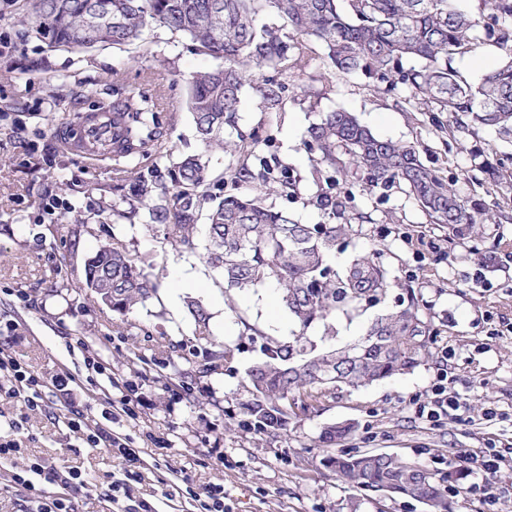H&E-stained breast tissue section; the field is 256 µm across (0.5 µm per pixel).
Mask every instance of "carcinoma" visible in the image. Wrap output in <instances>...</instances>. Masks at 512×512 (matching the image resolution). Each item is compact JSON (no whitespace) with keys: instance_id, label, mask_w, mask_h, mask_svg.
<instances>
[{"instance_id":"obj_1","label":"carcinoma","mask_w":512,"mask_h":512,"mask_svg":"<svg viewBox=\"0 0 512 512\" xmlns=\"http://www.w3.org/2000/svg\"><path fill=\"white\" fill-rule=\"evenodd\" d=\"M38 38L50 48L92 49L131 45L154 25L189 37L198 51L218 61L188 82L185 104L198 137L208 148L224 150L227 164L213 176L208 160L191 155L174 166L172 186L145 177L135 200L147 210V225L164 226V239L184 252L198 249L197 218L210 200L214 181L235 192L210 208L202 259L222 277L224 296L258 285L278 288L295 323L291 335L265 334L239 318L238 341H261L265 359L247 371L251 399L242 403V424L257 431L283 429L298 396L320 403L343 388H359L413 371L431 354L436 329L423 312L414 289L378 314L362 336L335 342L339 320H352L386 304L390 273L374 250L355 258L343 274L329 263L336 246L351 238L353 224L372 223L355 206L353 188L404 190L419 203L430 223L455 234L503 218L500 198L512 194L498 167L482 165L483 183L493 187L492 203L476 207L454 184L426 167L416 146L382 139L355 115L326 113L307 127L302 145L311 163V179L320 187L313 205L328 216L348 215L344 224L328 220L300 224L261 201L260 191L275 183L281 193L299 197L298 179L286 168L271 167L260 155L261 141L239 136L235 127L241 90L255 71L274 69L293 82L315 58L308 43L324 49L321 60L342 74L362 73L392 91L402 84L440 132L473 124L512 132V0H493L490 21L469 16L455 0H348L351 14L337 0H105L108 14L88 23L92 0H25ZM270 10L278 27L255 26ZM496 40L509 56L485 72L476 85L452 66L455 54ZM405 57L421 60L402 70ZM269 109L283 104L286 82L265 79L256 85ZM153 96L129 91L112 100V163L116 174L168 153ZM85 285L99 300L112 296V311L124 314L156 294V288L120 241L102 245L84 267ZM199 336L216 348L200 370L211 374L233 358L234 347L211 332L209 315L196 300H186ZM351 423L325 427L319 442L328 449L323 465L349 485L382 496L425 504L431 512H451L447 483L453 475L433 471L410 459L344 448Z\"/></svg>"}]
</instances>
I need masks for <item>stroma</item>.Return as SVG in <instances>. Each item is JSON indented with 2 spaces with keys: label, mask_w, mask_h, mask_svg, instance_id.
Masks as SVG:
<instances>
[{
  "label": "stroma",
  "mask_w": 512,
  "mask_h": 512,
  "mask_svg": "<svg viewBox=\"0 0 512 512\" xmlns=\"http://www.w3.org/2000/svg\"><path fill=\"white\" fill-rule=\"evenodd\" d=\"M2 42L11 50L0 56V326L10 322L15 329L0 336V354L33 371L45 387L41 406L30 412L22 399L0 395V414L24 416L13 438L44 469L70 467L87 479V488L70 495L75 512H127L139 499L157 512H197L193 494L212 484L224 487V512H427L413 500L356 490L323 466L319 435L342 421L356 425L346 447L459 474L448 488L452 512H486L484 500L468 489L460 455L491 439L512 442V203L506 221L455 237L430 224L404 191L386 197L362 191L357 207L373 221L358 225L333 259L341 269L355 255L379 250L400 288L415 289L437 343L454 352L450 389L467 398L466 414L436 425L414 415L411 399L426 396L437 372L433 356L412 372L339 391L292 417L286 429L258 432L242 426L240 405L249 398L245 373L263 358L259 344H244L230 368L199 376L207 344L186 300L203 305L216 337L233 341L242 317L267 333L289 335L293 322L278 293L267 285L246 289L235 294L237 309L229 311L222 281L200 253L171 247L161 226L149 229L139 218L113 214V204L132 197L135 175L116 177L108 157L68 154L57 136L88 111L84 89L97 88L107 102L131 90L160 92L178 108L160 114L172 152L157 161L159 180L170 183L180 159L201 153L212 170L222 171L223 152L205 149L191 114L179 105L187 79L214 67V59L159 26L123 49L51 48L36 37L23 0L0 10ZM505 59L486 39L453 66L475 83L484 68ZM408 97L406 88L387 92L371 78L344 77L325 64L297 80L276 111L245 84L240 130L268 139L269 156L300 180L301 199L273 193L265 203L302 224L322 221L319 210L303 203L315 187L301 135L322 113L341 108L382 138L415 144L422 163L454 180L466 198L485 199L476 182L484 163L512 176V134L473 126L442 137ZM51 197L64 206L49 215L43 206ZM115 238L158 288L124 315L99 302L84 279L88 258ZM186 278L193 287L181 288ZM89 357L101 372L86 368ZM59 375L71 379L64 403L52 386ZM124 405L129 413H121ZM490 408L498 413L491 422L484 418ZM109 411L117 414L113 431L138 448L136 464L88 447L65 424L76 413L92 425ZM116 482L129 485L130 498L112 501Z\"/></svg>",
  "instance_id": "35a3bbf8"
}]
</instances>
